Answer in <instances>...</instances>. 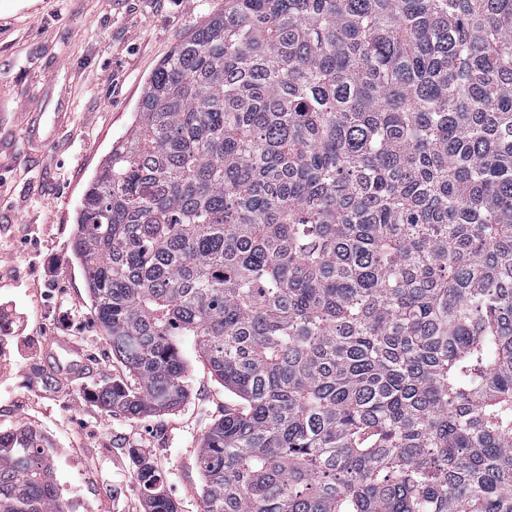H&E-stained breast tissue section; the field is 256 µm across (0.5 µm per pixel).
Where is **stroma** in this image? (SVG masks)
<instances>
[{
    "label": "stroma",
    "mask_w": 512,
    "mask_h": 512,
    "mask_svg": "<svg viewBox=\"0 0 512 512\" xmlns=\"http://www.w3.org/2000/svg\"><path fill=\"white\" fill-rule=\"evenodd\" d=\"M224 0H0V431L47 435L69 512H143L132 450L181 512H201L202 436L237 398L184 342L190 395L156 416H109L93 387L125 376L70 245L80 197L125 135L154 69ZM66 339L94 360L71 378Z\"/></svg>",
    "instance_id": "stroma-1"
}]
</instances>
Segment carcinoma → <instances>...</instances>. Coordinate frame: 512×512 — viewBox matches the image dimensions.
<instances>
[{"label":"carcinoma","mask_w":512,"mask_h":512,"mask_svg":"<svg viewBox=\"0 0 512 512\" xmlns=\"http://www.w3.org/2000/svg\"><path fill=\"white\" fill-rule=\"evenodd\" d=\"M72 256L139 419L240 399L202 512H512V0H224L149 77ZM0 431V512H66ZM144 512H180L132 454Z\"/></svg>","instance_id":"1"}]
</instances>
